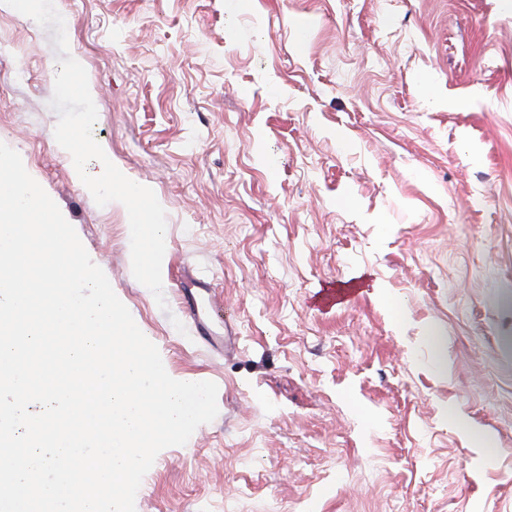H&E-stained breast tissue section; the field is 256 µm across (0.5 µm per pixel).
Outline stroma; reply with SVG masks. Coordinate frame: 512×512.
I'll list each match as a JSON object with an SVG mask.
<instances>
[{
  "label": "stroma",
  "instance_id": "35a3bbf8",
  "mask_svg": "<svg viewBox=\"0 0 512 512\" xmlns=\"http://www.w3.org/2000/svg\"><path fill=\"white\" fill-rule=\"evenodd\" d=\"M55 6L94 138L166 212V307L132 274L126 208L55 140L54 28L6 5L0 142L167 373L218 387L136 512H512V0ZM188 276L231 352L199 344Z\"/></svg>",
  "mask_w": 512,
  "mask_h": 512
}]
</instances>
